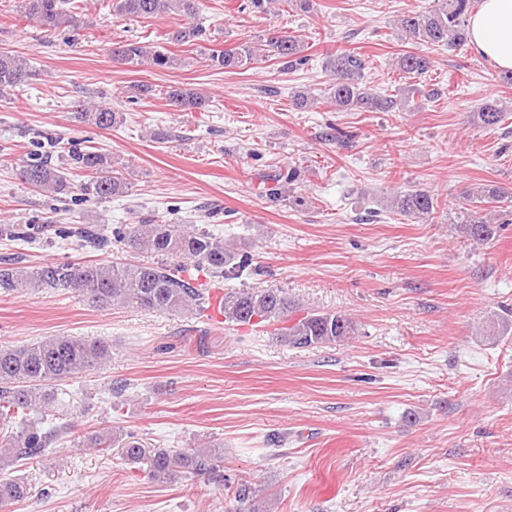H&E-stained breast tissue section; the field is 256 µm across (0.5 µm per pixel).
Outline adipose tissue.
Here are the masks:
<instances>
[{"label":"adipose tissue","mask_w":512,"mask_h":512,"mask_svg":"<svg viewBox=\"0 0 512 512\" xmlns=\"http://www.w3.org/2000/svg\"><path fill=\"white\" fill-rule=\"evenodd\" d=\"M469 45L497 69L512 70V0H482L468 20Z\"/></svg>","instance_id":"adipose-tissue-1"}]
</instances>
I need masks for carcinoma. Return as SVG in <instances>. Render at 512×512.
I'll list each match as a JSON object with an SVG mask.
<instances>
[{
	"label": "carcinoma",
	"instance_id": "cac0c4a2",
	"mask_svg": "<svg viewBox=\"0 0 512 512\" xmlns=\"http://www.w3.org/2000/svg\"><path fill=\"white\" fill-rule=\"evenodd\" d=\"M475 0H433V7L410 12L400 19L406 41L432 47H459L466 44L467 21ZM75 0H23L24 17L50 31L76 28L79 19L74 12ZM200 0H112V12L123 18L151 19L168 14L195 18ZM203 27L193 24L169 34L177 45L204 39ZM305 40L300 35L273 30L262 43L242 42L235 47L210 49L204 54L207 65L224 70L240 69L251 61L273 58L285 65H301ZM115 59L124 64H149L158 68H174L177 55L159 46H148L131 40L113 49ZM400 73L422 76L432 68V60L422 50L402 53L397 61ZM325 69L333 76L331 102L343 111L400 112L409 99L383 94L363 83L365 60L350 49L327 56ZM29 76L27 63L19 56L0 51V90L16 86ZM169 105L180 112L203 110L209 100L203 94L178 86L166 91ZM87 124L108 129L117 115L109 108L92 103L77 105ZM477 120L488 127L504 120V110L494 100L481 104L474 112ZM71 165L88 174L84 191L98 199H108L125 192L128 182L123 173L112 166L106 154L90 146L69 152ZM22 183L53 196L65 195L72 189L68 172L43 158H30L18 169ZM512 199L503 188L486 184L462 193L459 206V228L464 236L483 243L495 234L496 225L509 224V219L492 217L488 205ZM391 211L410 221L430 223L435 219L438 198L427 190L396 192L390 200ZM82 241L95 250L121 246L137 252L154 254L151 262L73 263L54 262L30 269L18 265L8 255L0 257V289L5 292L23 288L69 289L97 308H115L134 304L145 311H166L177 315H194L210 304L209 289L203 287L193 271H205L213 277H240L256 272L246 253L234 251L224 241L195 227L176 224H125L107 235L91 229L80 230ZM185 262L173 264L171 257ZM224 320L237 325L266 324L275 327V336L293 349L332 344L354 334L353 322L331 312L301 308L282 290L255 291L240 289L224 294ZM112 359V347L101 339H79L51 336L45 340L0 347V425L7 426L18 416L31 412L46 416L62 406L61 384L76 375L100 367ZM58 436L53 429L30 423L17 432L0 435V508L27 498L28 484L11 475L8 468L22 460L44 454ZM90 447L106 451L121 449L122 457L145 470L157 483H171L183 476L202 477L217 486L235 488L239 503L237 512H269L263 490L253 484L237 482L224 474V452L202 449L146 448L137 440L125 439L111 432L88 437Z\"/></svg>",
	"mask_w": 512,
	"mask_h": 512
}]
</instances>
